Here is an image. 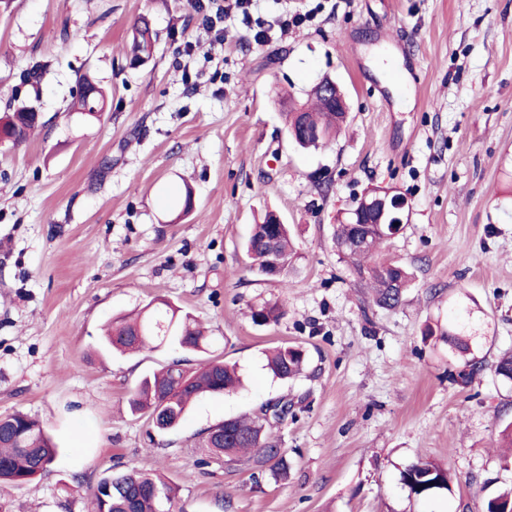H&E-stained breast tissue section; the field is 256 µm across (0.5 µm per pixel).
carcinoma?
Returning a JSON list of instances; mask_svg holds the SVG:
<instances>
[{"instance_id":"cac0c4a2","label":"carcinoma","mask_w":512,"mask_h":512,"mask_svg":"<svg viewBox=\"0 0 512 512\" xmlns=\"http://www.w3.org/2000/svg\"><path fill=\"white\" fill-rule=\"evenodd\" d=\"M157 33L149 20L140 18L134 28L130 46L131 63L143 65L154 54ZM82 93L74 109L90 119L98 118L104 109L105 96L101 88L88 78H82ZM317 101L314 111L291 108L289 133L296 134L303 148L325 146L336 137L345 113L336 111L335 99L325 96L319 87L313 88ZM39 123L34 108L21 106L0 117V143L17 145ZM385 240L373 224H339L334 232L338 255L351 267L352 274L368 282L375 289L376 302L387 308L397 307L412 281L413 274L402 263L382 258L377 248ZM257 272L264 276L281 275L288 267L291 255L288 225L275 229L271 216L255 225L245 244ZM275 304H264L252 312L257 324L279 318ZM434 327H425L423 335L437 334ZM448 344L460 351L469 350L468 340L473 336L469 317L462 310L455 312L451 328L439 332ZM166 345L170 348L204 352L208 337L197 328L195 318L166 300L149 303L140 315L130 321L113 322L112 332L104 336L102 351L110 354L136 352L145 348ZM305 350L299 345L283 344L272 350L267 366L279 379L293 378L306 364ZM240 384L234 367L220 358H211L194 371L180 368L176 361L158 371L145 375L130 392L128 408L133 414H146L158 431L176 428L185 416L190 403L204 393L226 394ZM268 422L262 416L230 417L216 429L224 432L218 440L207 434L202 447L214 457L226 462L246 460L254 482L267 476L285 480L291 469L286 449L266 431ZM56 448L39 424L27 414L14 412L0 416V483L28 486L47 471ZM399 481L408 497L431 499L452 492V475L448 468L433 462L418 460L406 465L399 473ZM176 497V488L150 473L130 470L119 475L101 478L92 489L95 512H170ZM482 512H512V488L487 498L481 504Z\"/></svg>"}]
</instances>
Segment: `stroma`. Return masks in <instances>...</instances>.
<instances>
[{"label":"stroma","instance_id":"obj_1","mask_svg":"<svg viewBox=\"0 0 512 512\" xmlns=\"http://www.w3.org/2000/svg\"><path fill=\"white\" fill-rule=\"evenodd\" d=\"M284 12L311 20L284 34ZM141 15L158 35L144 66L122 52ZM85 75L108 92L91 122L70 109ZM325 76L348 119L303 149L281 97L306 102ZM21 105L41 124L0 146V415L38 420L58 454L32 485H0V512H92V487L132 467L177 486L174 512H477L512 484L497 445L512 385L493 371L512 351V0H257L219 38L189 0H0V113ZM375 187L408 201L381 249L415 274L394 309L333 245ZM187 188L180 218L170 202ZM268 213L292 237L278 277L243 249ZM157 298L204 324L208 353L95 352L107 322ZM266 302L282 315L255 324ZM460 306L485 362L470 379L468 356L423 335ZM285 343L308 356L287 381L265 359ZM211 356L242 388L167 432L128 412L145 374ZM282 398L287 479L200 465L208 429ZM418 460L447 463L451 495L408 498L399 472Z\"/></svg>","mask_w":512,"mask_h":512}]
</instances>
